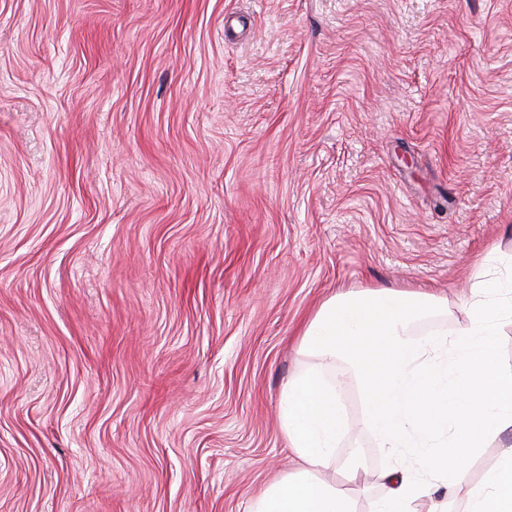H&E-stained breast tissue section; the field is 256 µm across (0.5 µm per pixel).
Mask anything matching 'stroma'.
<instances>
[{"label": "stroma", "mask_w": 512, "mask_h": 512, "mask_svg": "<svg viewBox=\"0 0 512 512\" xmlns=\"http://www.w3.org/2000/svg\"><path fill=\"white\" fill-rule=\"evenodd\" d=\"M496 246L512 0H0V512H250L320 304L421 286L452 335Z\"/></svg>", "instance_id": "35a3bbf8"}]
</instances>
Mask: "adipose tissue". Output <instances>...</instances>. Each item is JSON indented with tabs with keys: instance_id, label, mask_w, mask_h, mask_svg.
Returning <instances> with one entry per match:
<instances>
[{
	"instance_id": "obj_1",
	"label": "adipose tissue",
	"mask_w": 512,
	"mask_h": 512,
	"mask_svg": "<svg viewBox=\"0 0 512 512\" xmlns=\"http://www.w3.org/2000/svg\"><path fill=\"white\" fill-rule=\"evenodd\" d=\"M425 291L366 287L325 301L306 324L301 347L341 364L361 386L364 424L391 465L372 512H418L438 486L434 512H512V449L471 481L481 448L512 429V367L497 356L500 328L512 322V257L470 285L468 321L456 338H418L415 324L443 309ZM282 426L301 466L262 490L253 512H355L342 488L321 481L347 424L337 384L317 368L283 387Z\"/></svg>"
}]
</instances>
